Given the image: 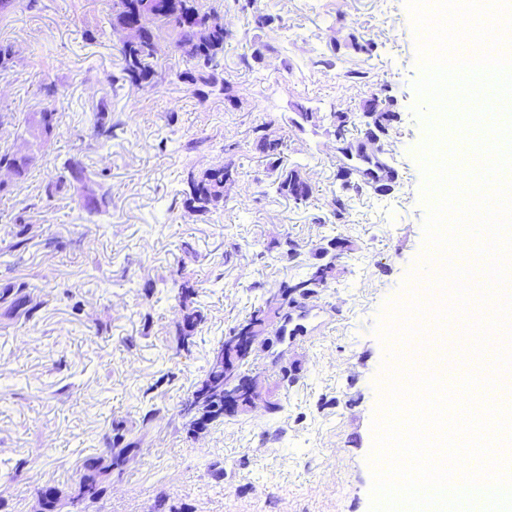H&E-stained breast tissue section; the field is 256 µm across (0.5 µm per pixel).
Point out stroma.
Segmentation results:
<instances>
[{
  "label": "stroma",
  "instance_id": "1",
  "mask_svg": "<svg viewBox=\"0 0 512 512\" xmlns=\"http://www.w3.org/2000/svg\"><path fill=\"white\" fill-rule=\"evenodd\" d=\"M109 3L34 0L0 17V44L17 52L0 72V113L12 118L0 146L23 142L27 116L48 107L59 116L28 173L0 195V285L26 279L45 302L29 321L0 312V491L13 512H36V487L68 489L117 424L139 447L96 512H156L161 498L192 512H369L372 423L393 361L378 329L410 300L430 252L418 158L425 131L412 112L419 37L406 0H256V11L280 17L274 33L256 29L253 13L221 11L233 34L224 75L243 99L237 107L177 80L185 64L165 43L154 84L112 87L121 55ZM356 41L372 43V54L355 51ZM373 93L397 115L381 145L398 177L354 198L339 221L333 200L349 161L327 119L359 112ZM103 98L124 128L100 144L92 123ZM305 111L315 122L303 121ZM265 125L283 139L285 165L309 179L306 204L272 191L253 146L254 128ZM73 156L105 174L106 214H86L76 184L46 195ZM220 161L238 172L226 206L188 210L189 172ZM24 212L32 239L16 257L9 246ZM322 249L336 257L335 278L312 303L290 308L293 335L275 322L241 367L280 412L259 403L187 434L179 410L212 348L260 294L301 277ZM184 278L208 320L180 353L181 312L162 284ZM151 402L161 412L145 428ZM216 463L223 479L209 474Z\"/></svg>",
  "mask_w": 512,
  "mask_h": 512
}]
</instances>
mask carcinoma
<instances>
[{
  "mask_svg": "<svg viewBox=\"0 0 512 512\" xmlns=\"http://www.w3.org/2000/svg\"><path fill=\"white\" fill-rule=\"evenodd\" d=\"M159 10L166 20L157 25L153 34L144 44L131 47L122 45L121 77H112L111 84L120 81L138 87L151 84L154 74L151 61L154 59L160 43L168 42L178 51L186 64V69L176 74L177 79L193 85L200 84L212 91L229 97L234 93L233 86L224 78V43L229 35L224 30L212 33L204 46L199 44L196 31L197 17L214 11L205 0H111L108 13V24L124 22L133 23L139 11ZM378 111L379 123L375 129L366 130V134L377 133L383 137L389 134L392 122L397 115L390 109L391 103L379 100L369 102ZM94 132L97 137L107 141L121 128L122 123L112 121V113L107 104L99 102L93 113ZM26 132L34 139L45 143L57 128L56 112L44 110L37 116L25 119ZM255 149L268 161V168L275 179V192L295 203H303L312 195V187L308 186L298 195H292L291 182L299 175V170L282 165L283 148L266 147L259 137H254ZM32 166V159L17 154L11 149L0 150V169L8 168L15 171L18 177L26 175ZM64 173L47 186L48 195L61 192L71 181L85 182L89 180L81 160L73 157L63 164ZM189 197L186 202L193 211L200 214L211 213L224 206V167L217 166L204 170L200 175H190L187 181ZM109 205L108 190L103 183L96 186H85L82 196V209L90 215L101 214ZM32 224L27 219H18V230L14 234L13 250L21 252L27 248L31 240ZM336 264L332 261L318 262L310 265V269L293 284L283 283L274 294L261 298L244 324L263 323L269 315L279 318L284 307L303 300L314 299L320 289L327 286L328 281L335 278ZM198 292L189 282L178 285L174 299L182 313L181 326L178 330L176 349L190 351L192 337L205 322L204 309L197 302ZM44 306V302L34 299L29 291V283L24 280H13L0 287V308L6 309L11 316L22 317L29 321ZM224 350V343L214 347L207 360L204 376L195 386L197 390H207L210 396L197 405L195 409H180L187 432L194 434L207 425L224 418V368L217 360L218 353ZM105 455L90 459L84 463V473L79 481L67 493L60 492L52 486H42L35 494L39 504V512H61L69 504L74 505L76 512H90L99 500L112 488V483L119 480L124 467L131 457L138 442L129 440L118 427L113 433L105 436Z\"/></svg>",
  "mask_w": 512,
  "mask_h": 512,
  "instance_id": "1",
  "label": "carcinoma"
}]
</instances>
